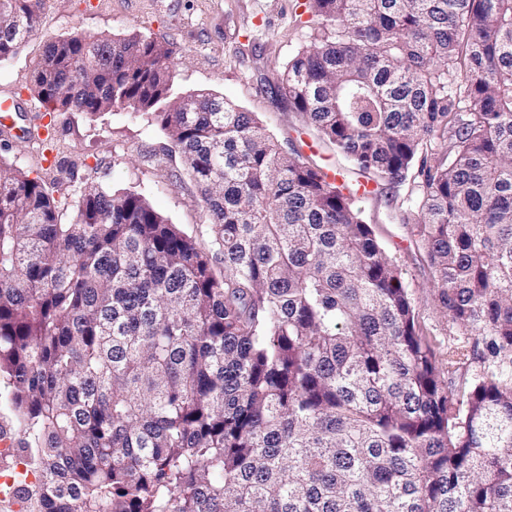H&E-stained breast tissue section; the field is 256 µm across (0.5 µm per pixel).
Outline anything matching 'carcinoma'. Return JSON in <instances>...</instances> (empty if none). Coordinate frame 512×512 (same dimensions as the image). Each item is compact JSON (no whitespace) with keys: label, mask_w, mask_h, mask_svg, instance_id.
Listing matches in <instances>:
<instances>
[{"label":"carcinoma","mask_w":512,"mask_h":512,"mask_svg":"<svg viewBox=\"0 0 512 512\" xmlns=\"http://www.w3.org/2000/svg\"><path fill=\"white\" fill-rule=\"evenodd\" d=\"M45 3L0 0V63ZM301 6L320 36L277 91L363 172L417 168L432 286L466 335L437 365L352 188L233 101L173 95L169 43L63 35L34 92L159 122L208 250L93 181L64 223L0 159V398L47 478L29 512H512V0ZM479 338L492 369L447 389Z\"/></svg>","instance_id":"carcinoma-1"}]
</instances>
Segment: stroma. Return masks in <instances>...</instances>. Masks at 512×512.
I'll list each match as a JSON object with an SVG mask.
<instances>
[{
    "label": "stroma",
    "instance_id": "1",
    "mask_svg": "<svg viewBox=\"0 0 512 512\" xmlns=\"http://www.w3.org/2000/svg\"><path fill=\"white\" fill-rule=\"evenodd\" d=\"M73 31L95 37L141 32L170 42L177 51L175 93L205 90L228 98L253 113L283 151L336 172L339 182L364 181L363 172L275 92L288 57L317 36L308 17H296L294 0H47L19 53L0 64V99L15 105L0 130V158L46 181L64 168L67 175L55 193L61 204L91 180L115 191L129 188L200 246L208 244L200 194L159 124L120 107L93 121L53 113L32 90L31 73L45 45ZM421 201L416 181L379 179L373 193L355 197L354 204L399 265L420 332L441 359L461 329L437 306L417 232Z\"/></svg>",
    "mask_w": 512,
    "mask_h": 512
}]
</instances>
